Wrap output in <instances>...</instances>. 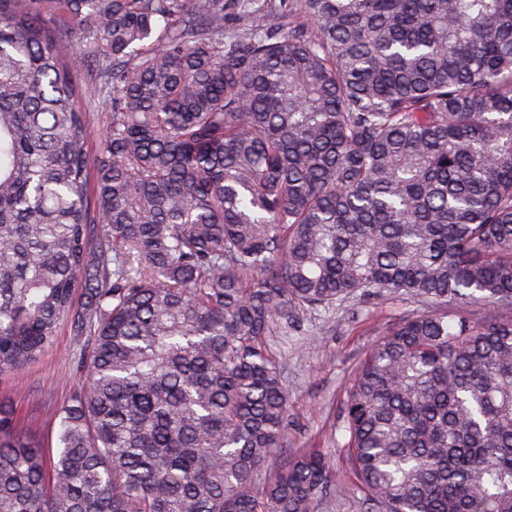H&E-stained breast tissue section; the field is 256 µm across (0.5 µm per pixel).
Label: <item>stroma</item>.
Wrapping results in <instances>:
<instances>
[{"label":"stroma","instance_id":"stroma-1","mask_svg":"<svg viewBox=\"0 0 512 512\" xmlns=\"http://www.w3.org/2000/svg\"><path fill=\"white\" fill-rule=\"evenodd\" d=\"M420 309L405 295L358 300L305 314L302 332L277 329L267 337L266 347L282 367L288 392V440L277 463L317 449L336 472V494L322 501L318 512H371L346 463L342 407L357 365L389 327ZM80 344L71 327L63 326L37 362L0 375V408L12 413L23 435L49 452L56 448L60 413L81 383L75 372Z\"/></svg>","mask_w":512,"mask_h":512}]
</instances>
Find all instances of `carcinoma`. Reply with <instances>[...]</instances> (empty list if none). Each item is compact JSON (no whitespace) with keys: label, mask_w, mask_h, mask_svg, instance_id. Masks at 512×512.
I'll use <instances>...</instances> for the list:
<instances>
[{"label":"carcinoma","mask_w":512,"mask_h":512,"mask_svg":"<svg viewBox=\"0 0 512 512\" xmlns=\"http://www.w3.org/2000/svg\"><path fill=\"white\" fill-rule=\"evenodd\" d=\"M66 30L98 53L92 135ZM404 293L343 407L374 512H512V0H0V373L86 337L0 512H316L264 342ZM90 115L93 124V135L88 143V154L93 165L99 153L100 133L104 130L109 116V104L103 95H93L90 101Z\"/></svg>","instance_id":"obj_1"}]
</instances>
